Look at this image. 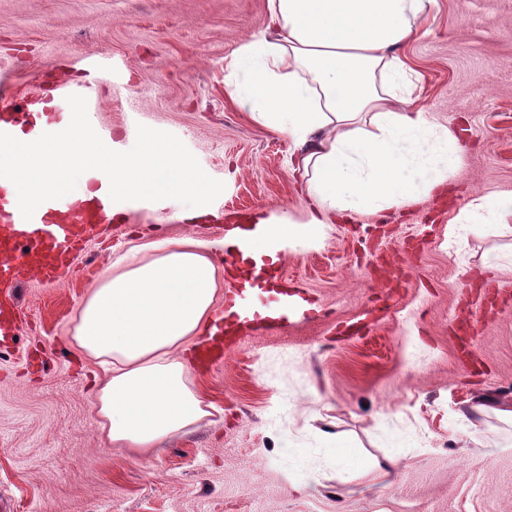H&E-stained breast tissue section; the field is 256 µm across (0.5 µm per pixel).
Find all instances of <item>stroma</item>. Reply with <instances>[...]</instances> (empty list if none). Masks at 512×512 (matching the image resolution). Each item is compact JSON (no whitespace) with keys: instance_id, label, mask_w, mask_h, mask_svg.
I'll use <instances>...</instances> for the list:
<instances>
[{"instance_id":"35a3bbf8","label":"stroma","mask_w":512,"mask_h":512,"mask_svg":"<svg viewBox=\"0 0 512 512\" xmlns=\"http://www.w3.org/2000/svg\"><path fill=\"white\" fill-rule=\"evenodd\" d=\"M268 24L267 0H0V67L42 95L111 57L93 107L120 134L176 135L225 185L224 215L305 216L287 134L226 92L224 66ZM403 54L418 106L463 148L446 192L328 224L282 251L325 313L248 339L192 384L211 403L193 431L143 453L111 446L90 394L96 367L66 340L82 300L132 248L222 238L220 223L134 207L111 246L17 293L27 326L0 355V495L13 512H512V426L470 399L512 401V235L449 240L477 195L512 192V0H438Z\"/></svg>"}]
</instances>
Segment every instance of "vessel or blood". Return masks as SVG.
I'll return each instance as SVG.
<instances>
[{
  "mask_svg": "<svg viewBox=\"0 0 512 512\" xmlns=\"http://www.w3.org/2000/svg\"><path fill=\"white\" fill-rule=\"evenodd\" d=\"M85 82L62 85L55 96L14 97L8 76L0 77V132L30 142L43 133L65 129L71 115L59 101L72 94L88 95L102 69L98 56L83 58ZM114 203L109 182L91 172L89 192H71L38 206L32 218H24L13 183L0 178V288L13 291L33 275L39 282L57 280L82 255L88 241L101 235L112 221ZM263 254L262 263H250L240 281L224 287V328L211 348L200 351L201 365L216 367L240 350L252 336H283L292 316L318 318L319 313L296 289L290 288L276 260L267 258V240L259 235L243 238L241 244L224 247L225 257H236L241 247ZM18 316L13 308L0 306V353L14 349Z\"/></svg>",
  "mask_w": 512,
  "mask_h": 512,
  "instance_id": "vessel-or-blood-1",
  "label": "vessel or blood"
}]
</instances>
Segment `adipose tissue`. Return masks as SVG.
Segmentation results:
<instances>
[{
    "instance_id": "adipose-tissue-1",
    "label": "adipose tissue",
    "mask_w": 512,
    "mask_h": 512,
    "mask_svg": "<svg viewBox=\"0 0 512 512\" xmlns=\"http://www.w3.org/2000/svg\"><path fill=\"white\" fill-rule=\"evenodd\" d=\"M263 35L225 65V88L252 119L298 147L291 172L313 202L303 221L267 218L293 240L364 212L431 197L460 165L452 127L414 108L401 48L426 34L438 0H268ZM460 224L512 226V192L481 195ZM220 240L191 237L107 268L90 288L67 341L102 366L93 405L110 445L149 451L208 416L191 388V346L217 311Z\"/></svg>"
}]
</instances>
